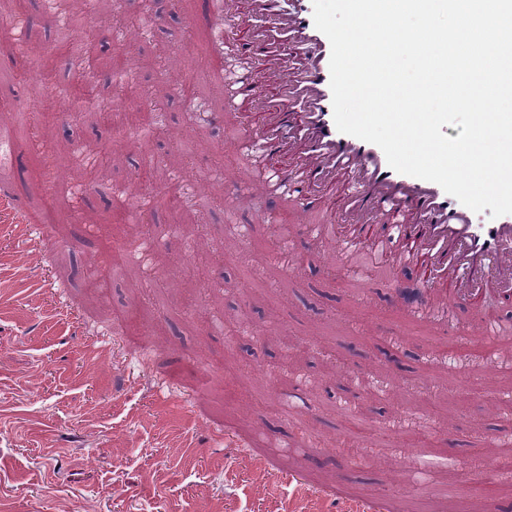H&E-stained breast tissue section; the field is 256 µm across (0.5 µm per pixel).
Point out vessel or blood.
I'll return each instance as SVG.
<instances>
[{
    "instance_id": "obj_1",
    "label": "vessel or blood",
    "mask_w": 512,
    "mask_h": 512,
    "mask_svg": "<svg viewBox=\"0 0 512 512\" xmlns=\"http://www.w3.org/2000/svg\"><path fill=\"white\" fill-rule=\"evenodd\" d=\"M262 8L277 21L280 45L294 43L296 55L306 61L300 70L281 63L279 87L283 105L303 112L301 130L311 151L305 163L276 172L268 190L324 186L336 171H344L349 183L340 204L353 214V222L338 226L331 214L314 210L306 227L309 236L317 240L339 236L343 249L364 247L367 255L390 265L400 276L424 264L418 290L395 285L394 306L456 326L457 305L469 297L464 283L489 278L512 281V214L483 221L438 184L393 170L379 146L338 131L330 88L331 45L314 25L313 0H262ZM208 13L218 42L225 27L250 25L249 19L226 12L224 0H209ZM406 212L417 213L419 223H402L400 217ZM29 231L17 193L0 191V237L18 243ZM277 481L291 487L297 501H320L323 512L382 509L376 498L330 497L292 469L279 471Z\"/></svg>"
}]
</instances>
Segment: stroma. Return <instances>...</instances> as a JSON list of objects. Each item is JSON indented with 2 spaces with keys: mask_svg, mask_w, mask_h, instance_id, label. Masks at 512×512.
Masks as SVG:
<instances>
[{
  "mask_svg": "<svg viewBox=\"0 0 512 512\" xmlns=\"http://www.w3.org/2000/svg\"><path fill=\"white\" fill-rule=\"evenodd\" d=\"M199 10L126 0L82 53L27 54L56 40V24L21 45L0 39V62L15 58L0 69V113L29 102L41 64L51 79L38 93L64 143L45 171L41 129L16 136L0 122L15 143L0 182L32 226L22 246L0 244L23 254L0 275V512H282L287 488L258 479L252 460H225L228 432L256 439L272 468L295 458L306 477L325 469L342 494L385 493L404 512H439L449 482L492 510L512 506V337L447 335L399 313L394 270L307 239L302 203L264 193L276 162L237 136L260 130L261 115L228 104L244 77L276 109L274 68L234 27L213 50L204 24L184 23ZM109 56L127 68L117 100ZM60 82L75 93L63 109ZM108 101L157 121L124 139L103 178L77 185L78 165L113 149L96 111ZM238 182L250 199L233 209ZM32 275L41 295L26 292ZM55 306L80 326L47 316ZM358 415L371 433L361 467L330 451ZM425 439L423 469L411 445Z\"/></svg>",
  "mask_w": 512,
  "mask_h": 512,
  "instance_id": "obj_1",
  "label": "stroma"
}]
</instances>
